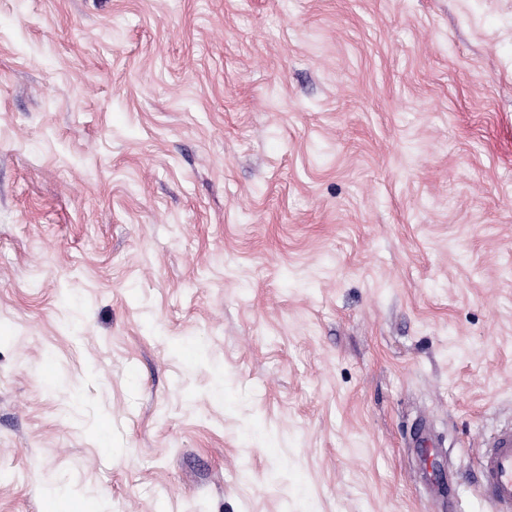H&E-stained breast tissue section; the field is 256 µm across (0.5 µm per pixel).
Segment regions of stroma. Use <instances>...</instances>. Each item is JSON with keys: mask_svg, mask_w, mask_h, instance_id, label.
<instances>
[{"mask_svg": "<svg viewBox=\"0 0 512 512\" xmlns=\"http://www.w3.org/2000/svg\"><path fill=\"white\" fill-rule=\"evenodd\" d=\"M509 424L512 0H0V512H493ZM483 446L479 486L497 512H511L512 427L496 432Z\"/></svg>", "mask_w": 512, "mask_h": 512, "instance_id": "1", "label": "stroma"}]
</instances>
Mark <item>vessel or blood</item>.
<instances>
[{
	"instance_id": "1",
	"label": "vessel or blood",
	"mask_w": 512,
	"mask_h": 512,
	"mask_svg": "<svg viewBox=\"0 0 512 512\" xmlns=\"http://www.w3.org/2000/svg\"><path fill=\"white\" fill-rule=\"evenodd\" d=\"M479 486L496 512H512V427L496 432L486 443Z\"/></svg>"
}]
</instances>
